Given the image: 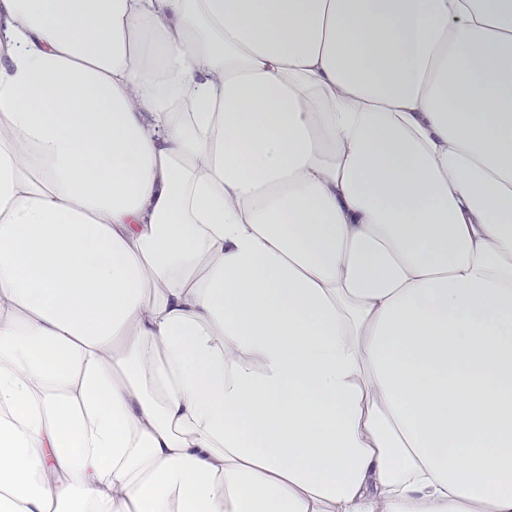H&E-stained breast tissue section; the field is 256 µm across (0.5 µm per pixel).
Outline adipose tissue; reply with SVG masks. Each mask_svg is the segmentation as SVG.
Returning <instances> with one entry per match:
<instances>
[{
  "label": "adipose tissue",
  "mask_w": 512,
  "mask_h": 512,
  "mask_svg": "<svg viewBox=\"0 0 512 512\" xmlns=\"http://www.w3.org/2000/svg\"><path fill=\"white\" fill-rule=\"evenodd\" d=\"M0 512H512V0H0Z\"/></svg>",
  "instance_id": "1"
}]
</instances>
